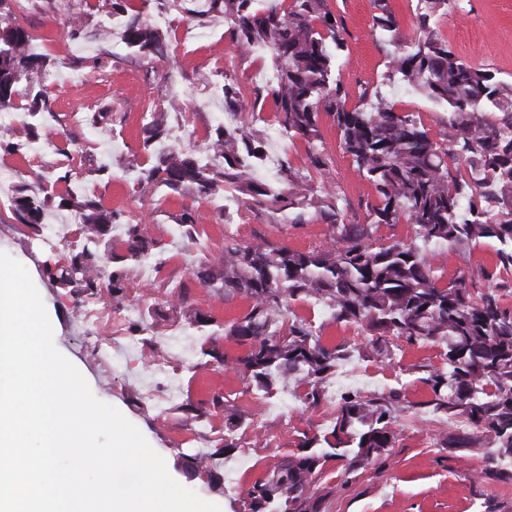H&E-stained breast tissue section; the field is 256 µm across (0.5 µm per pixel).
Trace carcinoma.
Wrapping results in <instances>:
<instances>
[{
  "mask_svg": "<svg viewBox=\"0 0 512 512\" xmlns=\"http://www.w3.org/2000/svg\"><path fill=\"white\" fill-rule=\"evenodd\" d=\"M198 2L183 0L182 12L194 18L222 14L241 53L261 46L272 52L276 77L262 95L271 100L283 137L307 144V171L285 165L273 183L253 176L266 161V138L251 127L258 117L257 101L247 100L238 82L226 79L224 108L249 115L251 121H220L213 127L207 144L223 163L209 165L189 150L164 145L168 128L163 113L155 112L146 123L147 142L162 149L156 163L141 170L142 180L174 194L192 189L207 197L232 189L249 196L255 211L271 208L290 224L315 218L331 227L326 241L309 250L261 237L227 236L213 259L190 271L195 284L248 302L240 317L218 324L193 306L190 289L174 294L170 308L190 326L215 325L245 347L242 355L230 358L214 341L202 349L205 365L231 366L264 395L292 380L302 389L300 400L317 406L324 382L350 351L325 343L320 327L294 313L291 303L306 299L323 303L334 321L360 327L377 359L391 357L390 336L438 343L445 348L448 371H430L425 383L433 392L434 410L458 422L440 434L439 444L452 449L483 445L490 452L478 476L511 479L500 465L512 459V310L501 306L499 289L476 296L468 283L476 276L492 280L497 269L512 267V83L463 60L439 34L436 18L448 14L455 0H420L410 37L390 0H375L374 25L393 47L389 79L426 95L448 113L453 135L440 143L412 113L396 111L382 94L365 107H348L347 92L336 78L345 28L330 21L334 14L327 0H205V10ZM6 6L8 0H0V113L18 109L23 82L34 69L47 66L33 51L32 34L2 13ZM110 16L127 49L165 56L162 36L131 0H112ZM24 94L27 113L34 118L45 109L48 94L42 88ZM324 118L336 128L354 173L375 188L378 203L364 224L345 220L321 133ZM52 201L49 194L39 199L20 191L13 204L22 223L40 224ZM69 205L83 214L81 230L88 245L62 256L64 263L44 273L52 279L56 269L78 292L108 294L113 304H122L127 297L124 262L161 255L159 242L146 225L131 224L118 212L74 199ZM402 222L415 226L418 242L378 244L372 239L373 226ZM112 224L122 225L123 255L103 239ZM484 239L498 244L496 268L481 266L441 284L426 248L465 247ZM129 331L148 343L158 335V326L139 317L129 322ZM212 408L224 412V438L189 457L195 475L210 487L219 480L215 460L238 447L239 428L251 423L248 411L220 394L181 405L195 419ZM400 410L394 396L342 394L332 429L304 437L298 451L257 479L244 510L322 512L336 492L320 484L326 463L344 458L349 471L376 463L398 441L393 418Z\"/></svg>",
  "mask_w": 512,
  "mask_h": 512,
  "instance_id": "carcinoma-1",
  "label": "carcinoma"
}]
</instances>
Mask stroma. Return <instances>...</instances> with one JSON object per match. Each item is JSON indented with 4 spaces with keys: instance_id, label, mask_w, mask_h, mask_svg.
<instances>
[{
    "instance_id": "35a3bbf8",
    "label": "stroma",
    "mask_w": 512,
    "mask_h": 512,
    "mask_svg": "<svg viewBox=\"0 0 512 512\" xmlns=\"http://www.w3.org/2000/svg\"><path fill=\"white\" fill-rule=\"evenodd\" d=\"M112 0H9L13 18L35 38L36 52L46 55L45 71L33 73V81L53 74L57 82L49 89L48 109L34 120L38 134L58 137L57 154L45 164L47 174L33 181V148L20 153L0 150V165L14 169L15 188L42 196H61L65 189L96 201L108 211H119L133 220L144 221L161 241L167 265L155 271L135 263L128 270V302L139 311L150 312L157 321L160 338L156 350L172 374L177 395L165 396L147 358V345H130L126 325L95 333L82 323L81 302L73 284L49 279L45 266L54 264L61 253L76 252L83 240L78 225L72 224L71 208L53 206L41 227L21 223L12 204L0 205V251L21 262L28 270L45 304L53 326L54 344L72 364L87 376L99 400L119 409L163 457L171 477L215 503L221 512H240L247 489L263 477L287 454L296 452L303 434H319L331 427L341 394L357 390L367 396L398 397L402 410L395 428L399 439L382 463L347 474L343 459L329 461L322 476L324 484L335 487V495L325 503L324 512H493L496 504L512 500V477L507 481H477L472 474L480 466L482 449H469L466 457L440 447L438 436L449 428L448 417L433 410L432 391L425 379L430 370L446 369L441 345L410 343L391 339L392 360L380 362L369 353H353L337 368L327 383L325 396L315 407L303 405L293 390L260 401L243 376L229 368L214 367L188 372L184 356L200 360L201 348L210 341L208 331H199L177 317L155 296L143 295V287L171 289L187 280L190 269L206 262L224 239L223 224L213 218L215 198L194 191L173 194L163 186L137 181L135 175L118 168L119 160L147 166L152 156L144 147L147 137L145 117L163 113L172 140L185 148L202 150L211 126L224 113L221 90L224 75L237 77L247 89L258 87V73L270 69V56L256 58L237 52L230 40L223 15L202 17L203 36L182 44L179 32L185 20L174 0H135L164 37L166 58L150 54L114 50L111 42L98 38L107 23ZM329 8L346 28V49L339 60V77L356 104L362 90H381L394 102L397 111L413 113L433 140L449 139L452 130L448 115L426 97L401 90L386 78L389 45L373 26V0H328ZM81 11L85 36L67 41L71 12ZM441 35L465 60L489 69L498 79L512 82V0H461L459 6L441 18ZM180 71L179 88L169 87L163 70ZM80 112L82 121L71 125L68 113ZM102 113L98 128L87 118ZM195 131V139H182L183 128ZM324 141L334 158L333 175L350 220L363 222L366 207L374 203L373 186L352 171V162L339 148L336 131L322 123ZM304 168L306 144L281 140L267 144V160L258 170L259 178L275 181L281 165ZM69 174V183L58 177ZM199 212L204 222L199 235L190 240L178 226L184 212ZM243 234L259 235L293 249H308L329 234L328 225L312 221L299 226L283 223L269 210L258 213L241 207ZM497 245L482 241L462 248H436L432 263L446 275L481 266L494 267ZM293 310L322 325L324 339L333 345L360 344V328L336 323L327 307L297 301ZM109 343L111 363H104L93 351L98 343ZM215 393L230 403L251 408L254 416L240 445L219 462L224 485L207 488L197 478L189 455L214 447L224 434V415L217 412L203 421L187 419L180 406L198 402ZM136 403H129V396Z\"/></svg>"
}]
</instances>
